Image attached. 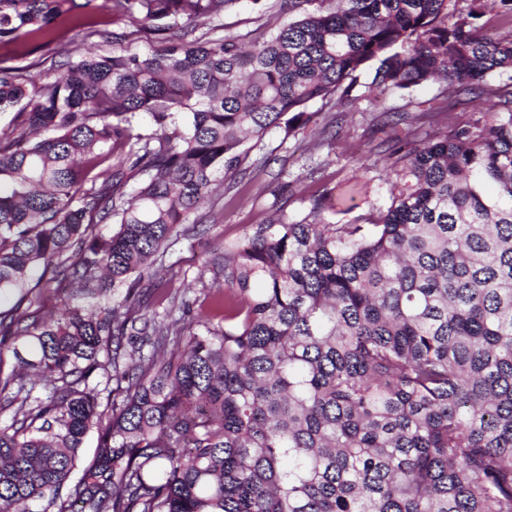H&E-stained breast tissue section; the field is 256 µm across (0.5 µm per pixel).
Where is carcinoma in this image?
Here are the masks:
<instances>
[{
	"instance_id": "obj_1",
	"label": "carcinoma",
	"mask_w": 512,
	"mask_h": 512,
	"mask_svg": "<svg viewBox=\"0 0 512 512\" xmlns=\"http://www.w3.org/2000/svg\"><path fill=\"white\" fill-rule=\"evenodd\" d=\"M92 2L0 0V42L48 47ZM234 2L112 0L155 45L123 35L51 82L0 60V512H512V90L398 145L400 187L365 223L255 224L206 263L224 284L204 298L164 294L160 320L140 299L249 140L349 99L371 62L382 93H495L512 29L482 21L490 0H282L295 17L247 48L194 36ZM48 273L72 301L42 320L23 305Z\"/></svg>"
}]
</instances>
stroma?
<instances>
[{
    "mask_svg": "<svg viewBox=\"0 0 512 512\" xmlns=\"http://www.w3.org/2000/svg\"><path fill=\"white\" fill-rule=\"evenodd\" d=\"M95 3L98 10L92 30L78 34L60 29L52 51L32 49L26 63L51 80L57 74L56 63L111 52L118 27L107 0ZM280 3L264 0L257 7L251 0H238L224 13L225 33L246 42L271 35L291 18L280 11ZM370 81V70H362L352 91L353 103L312 102L306 127L289 134L279 128L267 132L236 171L220 178V198L201 210L204 234L179 241L163 264L152 268L150 280L163 282L177 295L202 292L219 278L216 272L200 270L213 250L243 239L252 225L279 214L302 219L317 202L322 205L324 223H363L370 212L386 208L391 201L396 180L391 172L393 152L401 141L424 140L429 133L472 122L493 104L492 98L477 95L467 104H457L453 94L444 92L437 82L380 95L369 91ZM431 106L440 110L434 125L419 118Z\"/></svg>",
    "mask_w": 512,
    "mask_h": 512,
    "instance_id": "1",
    "label": "stroma"
}]
</instances>
